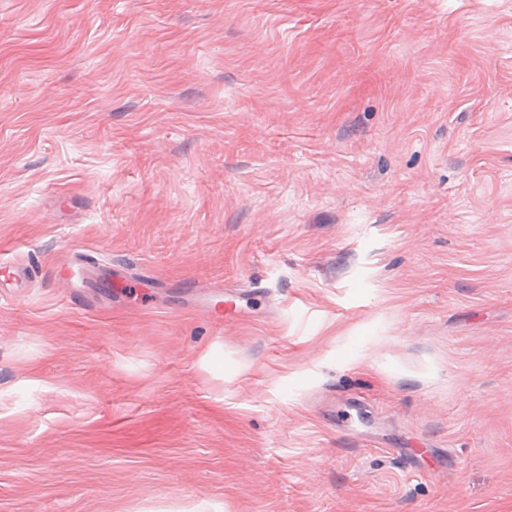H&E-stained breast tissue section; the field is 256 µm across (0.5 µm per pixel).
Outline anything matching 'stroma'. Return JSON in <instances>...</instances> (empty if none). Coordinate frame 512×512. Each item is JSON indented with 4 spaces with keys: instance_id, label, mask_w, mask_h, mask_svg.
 I'll use <instances>...</instances> for the list:
<instances>
[{
    "instance_id": "35a3bbf8",
    "label": "stroma",
    "mask_w": 512,
    "mask_h": 512,
    "mask_svg": "<svg viewBox=\"0 0 512 512\" xmlns=\"http://www.w3.org/2000/svg\"><path fill=\"white\" fill-rule=\"evenodd\" d=\"M2 257L0 512H512V0H0Z\"/></svg>"
}]
</instances>
